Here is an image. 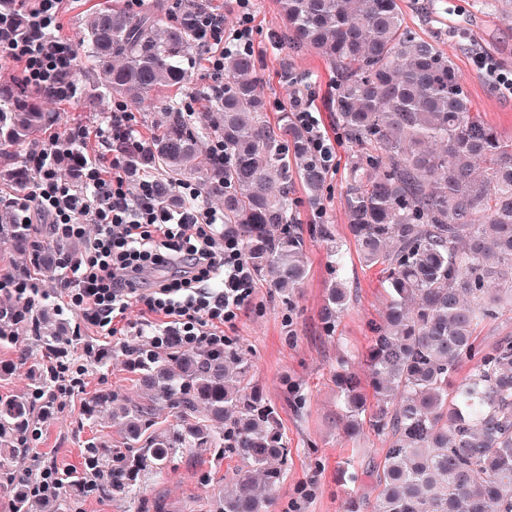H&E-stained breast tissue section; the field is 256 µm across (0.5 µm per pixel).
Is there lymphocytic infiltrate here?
<instances>
[{
    "label": "lymphocytic infiltrate",
    "instance_id": "1",
    "mask_svg": "<svg viewBox=\"0 0 512 512\" xmlns=\"http://www.w3.org/2000/svg\"><path fill=\"white\" fill-rule=\"evenodd\" d=\"M25 35L0 32V58L19 64L25 86L49 88L54 100L76 95L73 42L55 31L67 0H17ZM232 28L223 14L200 11L194 34L213 80L224 76V54L253 46L250 0H237ZM127 106L112 108V143L84 167L81 183L63 182L54 143L33 150L35 177L20 209L25 223L44 220L59 239L82 241L78 256L63 265L61 288L70 311L114 337L132 306L147 318L148 340L163 348L178 340L186 349L224 345V326L255 295V282L238 242L225 236L224 215L198 205V188L177 186L180 207L155 200L151 181L130 186L124 144L135 126Z\"/></svg>",
    "mask_w": 512,
    "mask_h": 512
}]
</instances>
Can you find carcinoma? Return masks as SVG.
I'll list each match as a JSON object with an SVG mask.
<instances>
[{
    "instance_id": "cac0c4a2",
    "label": "carcinoma",
    "mask_w": 512,
    "mask_h": 512,
    "mask_svg": "<svg viewBox=\"0 0 512 512\" xmlns=\"http://www.w3.org/2000/svg\"><path fill=\"white\" fill-rule=\"evenodd\" d=\"M280 18L269 42L283 54L309 49L336 72L328 108L349 160L344 200L359 259L377 268L388 300L363 355L374 403L345 358L334 382L341 393L344 434L364 430L384 438L381 460L367 467L375 496L350 495L344 512H512V336L477 344L489 325L512 314V136L480 112L454 61L435 43L408 33L399 0H276ZM197 0L173 15L164 0L153 7L94 12L84 40L105 84L77 86L92 103L106 91L139 108L189 81L186 62L196 49L192 17ZM250 51L224 54V89L208 110L188 112L180 99L164 102L150 140L128 152L134 171L161 167L157 200L180 203L176 185L192 182L197 203H224V235L236 239L254 277L284 292L307 275L304 229L295 223L294 179L308 203L322 209L328 167L310 133L284 107L277 125L271 103L256 88ZM48 94L0 83V250L10 254L0 276L26 279L35 269L53 274L56 256L78 251L72 240L39 242L42 228L22 222L15 199L30 185L27 160L55 121ZM218 139L224 161L204 149ZM58 159L80 176V149L56 140ZM325 243L330 281L324 329L334 331L347 308L345 253L331 224H313ZM47 294L0 303V346L16 349L0 360V381L25 364L29 388L0 395V478L11 493L10 512H29L28 489L41 481L27 464L41 422L56 408L66 362L81 354L102 366L113 354L64 336L51 322ZM143 400L110 389L85 399L94 426L118 429L122 441L85 443L81 470L61 476L49 512L80 496L134 498L147 474H161L182 448H227L242 462L231 487L211 493L213 512H273L288 462L279 408L248 386L249 364L239 346L124 350ZM467 374L451 379L463 365Z\"/></svg>"
}]
</instances>
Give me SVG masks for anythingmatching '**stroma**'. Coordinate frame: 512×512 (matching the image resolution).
Wrapping results in <instances>:
<instances>
[{"instance_id": "35a3bbf8", "label": "stroma", "mask_w": 512, "mask_h": 512, "mask_svg": "<svg viewBox=\"0 0 512 512\" xmlns=\"http://www.w3.org/2000/svg\"><path fill=\"white\" fill-rule=\"evenodd\" d=\"M404 22L414 35L433 41L451 57L465 77V89L477 108L502 131L512 135V93L500 89L494 76L479 68L484 56L498 71L512 73V0H400ZM253 51L259 60L257 80L264 96L279 105H289L294 94L309 97L322 132L335 142L336 160L327 174L323 214L307 203L302 186H295L294 213L302 225L327 220L346 253L344 276L350 302L335 333L322 328V309L329 281V262L324 245L306 241L308 276L292 294L259 284L253 302L245 307L234 325L224 334L243 349L250 364V384L257 395L278 406L288 437V470L275 494L274 512H342L347 492L357 487L342 472L343 461L360 463L380 458L384 441L367 433L357 439L343 437L338 421V389L332 374L339 357H347L355 372H363L362 355L368 345L372 323L378 322L387 297L376 269L359 260L348 230L343 188L347 143L340 141L336 119L327 102L333 92L335 75L315 53L295 54L296 83L280 77V53L270 44L269 32L279 24L275 0H253ZM111 97L95 104L74 98L61 104L48 102L47 111L57 113L60 122L51 128L59 135L74 125L92 131L82 142L88 158L102 152L99 130L112 121ZM295 385L307 397L304 407H296L284 395L285 384ZM109 389L129 400H139L142 391L136 376L122 359H112L105 367H87L82 392L65 408L57 410L41 425L33 457L55 462L60 470H73L82 462V450L92 437L119 442L115 429L88 426L81 405L85 396ZM238 461L232 455L200 453L187 448L180 452L161 475L148 477L138 498L72 499L66 512H153L154 502H162L166 512H211L213 489L230 484ZM369 493V485L358 487Z\"/></svg>"}]
</instances>
